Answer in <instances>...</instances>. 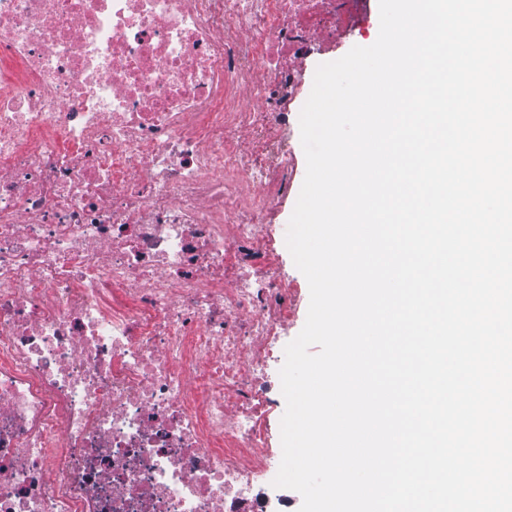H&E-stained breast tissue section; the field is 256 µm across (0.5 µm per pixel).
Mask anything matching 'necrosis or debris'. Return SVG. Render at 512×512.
<instances>
[{"label":"necrosis or debris","mask_w":512,"mask_h":512,"mask_svg":"<svg viewBox=\"0 0 512 512\" xmlns=\"http://www.w3.org/2000/svg\"><path fill=\"white\" fill-rule=\"evenodd\" d=\"M350 9L0 0V512H267V102Z\"/></svg>","instance_id":"4bbe7bcc"}]
</instances>
